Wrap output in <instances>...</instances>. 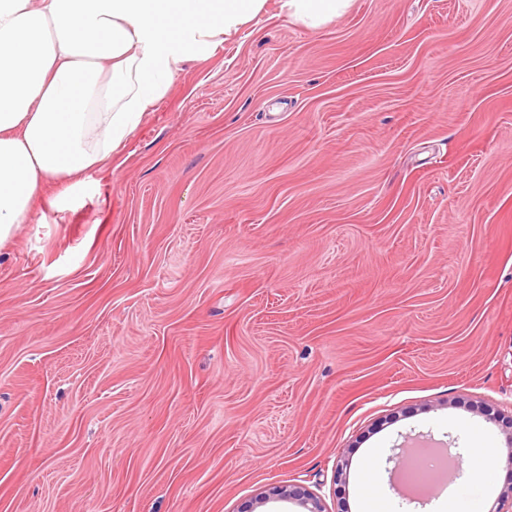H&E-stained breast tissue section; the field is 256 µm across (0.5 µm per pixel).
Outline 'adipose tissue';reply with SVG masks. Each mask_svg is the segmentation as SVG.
I'll return each instance as SVG.
<instances>
[{
  "instance_id": "adipose-tissue-1",
  "label": "adipose tissue",
  "mask_w": 512,
  "mask_h": 512,
  "mask_svg": "<svg viewBox=\"0 0 512 512\" xmlns=\"http://www.w3.org/2000/svg\"><path fill=\"white\" fill-rule=\"evenodd\" d=\"M267 0H0V248L44 187L67 203L162 101ZM352 0H282L320 28Z\"/></svg>"
}]
</instances>
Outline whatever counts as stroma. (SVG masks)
<instances>
[{"label":"stroma","instance_id":"obj_1","mask_svg":"<svg viewBox=\"0 0 512 512\" xmlns=\"http://www.w3.org/2000/svg\"><path fill=\"white\" fill-rule=\"evenodd\" d=\"M0 249V512H361L512 432V0H280ZM347 462L345 479L336 465ZM352 0H282L281 9L297 23L318 29L343 14ZM362 474L365 484L366 500L362 499L363 510L368 512H385L386 502L379 492V473L375 465V458L370 456L364 463ZM293 502L301 507V512H325L321 500L313 492L301 485H289L288 487L274 488L267 496H262L260 503H266L271 499Z\"/></svg>","mask_w":512,"mask_h":512}]
</instances>
